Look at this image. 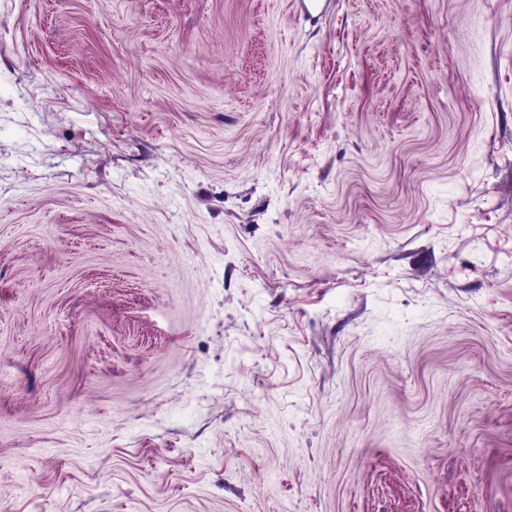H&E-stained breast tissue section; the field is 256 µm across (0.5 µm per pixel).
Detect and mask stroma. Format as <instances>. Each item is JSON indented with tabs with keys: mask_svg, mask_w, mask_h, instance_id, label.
<instances>
[{
	"mask_svg": "<svg viewBox=\"0 0 512 512\" xmlns=\"http://www.w3.org/2000/svg\"><path fill=\"white\" fill-rule=\"evenodd\" d=\"M0 0V512H512V0Z\"/></svg>",
	"mask_w": 512,
	"mask_h": 512,
	"instance_id": "35a3bbf8",
	"label": "stroma"
}]
</instances>
